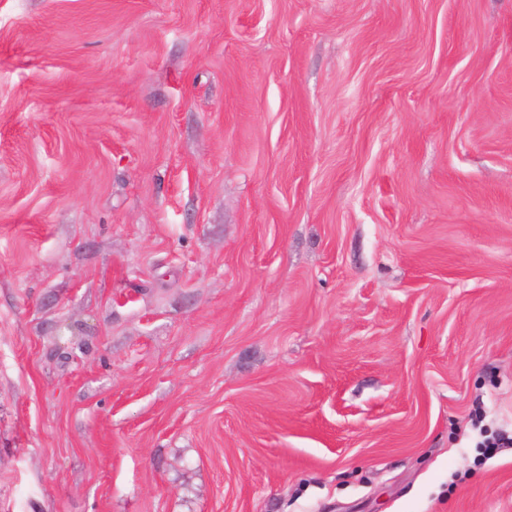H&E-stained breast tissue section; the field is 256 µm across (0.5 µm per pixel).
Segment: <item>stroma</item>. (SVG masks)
I'll use <instances>...</instances> for the list:
<instances>
[{"instance_id": "obj_1", "label": "stroma", "mask_w": 512, "mask_h": 512, "mask_svg": "<svg viewBox=\"0 0 512 512\" xmlns=\"http://www.w3.org/2000/svg\"><path fill=\"white\" fill-rule=\"evenodd\" d=\"M512 0H0V512H512Z\"/></svg>"}]
</instances>
